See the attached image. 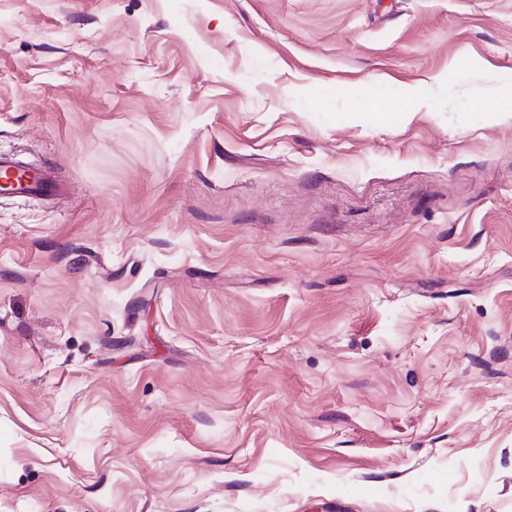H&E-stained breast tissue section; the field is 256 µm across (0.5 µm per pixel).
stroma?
Listing matches in <instances>:
<instances>
[{"label":"stroma","instance_id":"obj_1","mask_svg":"<svg viewBox=\"0 0 512 512\" xmlns=\"http://www.w3.org/2000/svg\"><path fill=\"white\" fill-rule=\"evenodd\" d=\"M0 512H512V0H0ZM12 165L10 160L0 156V192L18 198L36 195H53L57 191L55 182L45 173L35 170L19 174H9Z\"/></svg>","mask_w":512,"mask_h":512}]
</instances>
